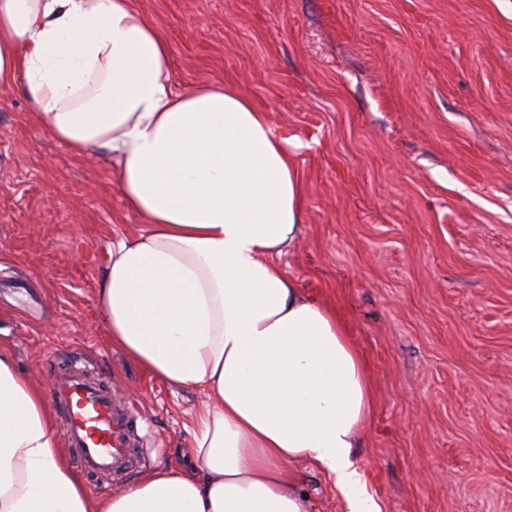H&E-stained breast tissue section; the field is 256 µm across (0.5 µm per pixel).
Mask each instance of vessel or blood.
<instances>
[{
  "label": "vessel or blood",
  "mask_w": 512,
  "mask_h": 512,
  "mask_svg": "<svg viewBox=\"0 0 512 512\" xmlns=\"http://www.w3.org/2000/svg\"><path fill=\"white\" fill-rule=\"evenodd\" d=\"M50 392L67 445L86 473L99 480L142 466L136 409L118 401L110 382L90 369L81 352H72L54 374Z\"/></svg>",
  "instance_id": "vessel-or-blood-1"
}]
</instances>
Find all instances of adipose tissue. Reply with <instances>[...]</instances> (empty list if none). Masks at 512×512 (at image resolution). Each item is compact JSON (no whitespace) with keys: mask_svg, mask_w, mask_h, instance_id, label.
Returning a JSON list of instances; mask_svg holds the SVG:
<instances>
[{"mask_svg":"<svg viewBox=\"0 0 512 512\" xmlns=\"http://www.w3.org/2000/svg\"><path fill=\"white\" fill-rule=\"evenodd\" d=\"M171 48L134 0H0V85L23 81L44 130L109 153L143 229L112 245L98 288L113 344L163 382L206 394L189 430L200 469L143 475L91 500L45 391L0 350V512H312L289 468L378 512L352 456L373 412L336 312L276 262L304 188L290 138L237 90L171 83Z\"/></svg>","mask_w":512,"mask_h":512,"instance_id":"ef3b65f1","label":"adipose tissue"}]
</instances>
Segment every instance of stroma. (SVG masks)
<instances>
[{
  "instance_id": "obj_1",
  "label": "stroma",
  "mask_w": 512,
  "mask_h": 512,
  "mask_svg": "<svg viewBox=\"0 0 512 512\" xmlns=\"http://www.w3.org/2000/svg\"><path fill=\"white\" fill-rule=\"evenodd\" d=\"M172 82L233 87L295 137L306 200L278 259L368 364L354 463L379 512H512V0H134ZM110 155L75 157L0 86V349L49 384L79 350L143 415L148 469L193 468L202 393L109 336L97 288L137 234ZM315 512H349L300 461Z\"/></svg>"
}]
</instances>
